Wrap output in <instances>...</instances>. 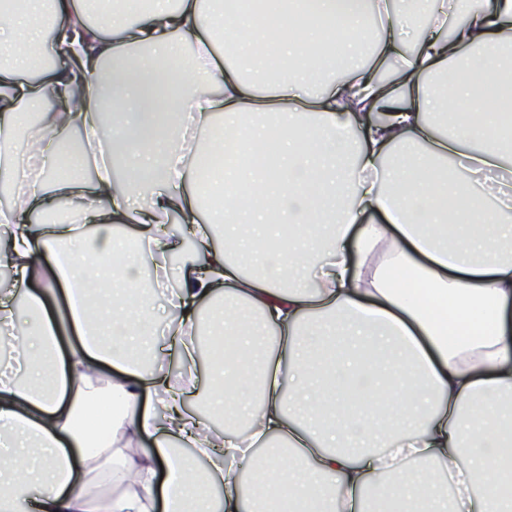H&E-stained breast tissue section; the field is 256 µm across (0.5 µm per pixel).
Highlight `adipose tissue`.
Segmentation results:
<instances>
[{
  "instance_id": "obj_1",
  "label": "adipose tissue",
  "mask_w": 512,
  "mask_h": 512,
  "mask_svg": "<svg viewBox=\"0 0 512 512\" xmlns=\"http://www.w3.org/2000/svg\"><path fill=\"white\" fill-rule=\"evenodd\" d=\"M459 3L102 0L95 23L82 0H0V267L15 277L0 292V512H214L219 484L223 512H512V185L478 179L512 164V0L461 24ZM413 13L427 18L414 36ZM270 15L301 34L280 38V72L258 62ZM188 46L201 55L175 124L140 140L157 119L147 86L184 69ZM53 56L50 88L30 82ZM105 62L113 74L90 77ZM489 83L496 111L467 108ZM117 94L135 109L105 124ZM189 123L220 127L229 155L205 186ZM67 133L123 141L131 188L59 159ZM271 141L275 169L232 162ZM204 189L223 209L200 211ZM47 196L59 219L31 221ZM174 211L198 235L192 257L156 266L180 312L161 352L142 263L175 249L158 236ZM214 301L208 378L247 421L217 446L182 404L197 311ZM275 440L282 453L259 458Z\"/></svg>"
}]
</instances>
